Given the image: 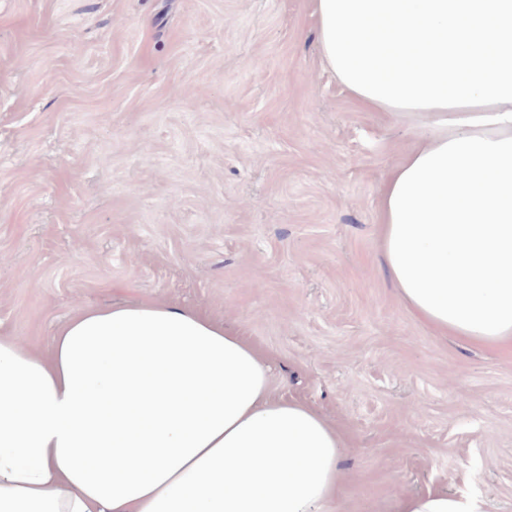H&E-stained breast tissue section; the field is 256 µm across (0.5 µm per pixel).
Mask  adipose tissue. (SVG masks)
<instances>
[{
  "label": "adipose tissue",
  "instance_id": "adipose-tissue-1",
  "mask_svg": "<svg viewBox=\"0 0 512 512\" xmlns=\"http://www.w3.org/2000/svg\"><path fill=\"white\" fill-rule=\"evenodd\" d=\"M325 67L418 121L381 186L401 302L443 336L512 343V0H313ZM269 363L166 303L77 311L49 354L0 336V512H330L340 432L274 397ZM396 512H484L427 491Z\"/></svg>",
  "mask_w": 512,
  "mask_h": 512
}]
</instances>
